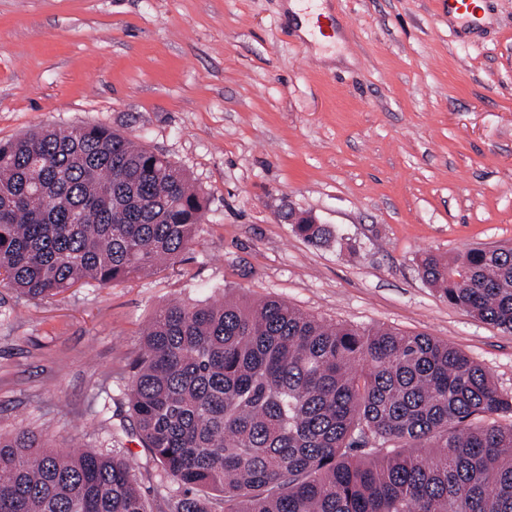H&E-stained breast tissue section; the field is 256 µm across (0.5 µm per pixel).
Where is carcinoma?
Segmentation results:
<instances>
[{
  "label": "carcinoma",
  "mask_w": 512,
  "mask_h": 512,
  "mask_svg": "<svg viewBox=\"0 0 512 512\" xmlns=\"http://www.w3.org/2000/svg\"><path fill=\"white\" fill-rule=\"evenodd\" d=\"M206 202L118 129L0 142V281L31 300L175 265ZM422 278L512 330V248L426 253ZM167 512H512V393L427 334L327 323L280 299L155 311L127 389ZM0 512H152L133 463L0 433Z\"/></svg>",
  "instance_id": "obj_1"
}]
</instances>
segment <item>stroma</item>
Instances as JSON below:
<instances>
[{"instance_id": "stroma-1", "label": "stroma", "mask_w": 512, "mask_h": 512, "mask_svg": "<svg viewBox=\"0 0 512 512\" xmlns=\"http://www.w3.org/2000/svg\"><path fill=\"white\" fill-rule=\"evenodd\" d=\"M324 7L331 44L291 26L284 0H0V140L108 126L207 201L173 267L41 301L0 285V433L116 448L165 512L174 484L136 435L130 364L158 307L226 296L424 333L512 391V333L417 267L512 245V0H483L475 29L446 0ZM286 204L330 240L303 239Z\"/></svg>"}]
</instances>
